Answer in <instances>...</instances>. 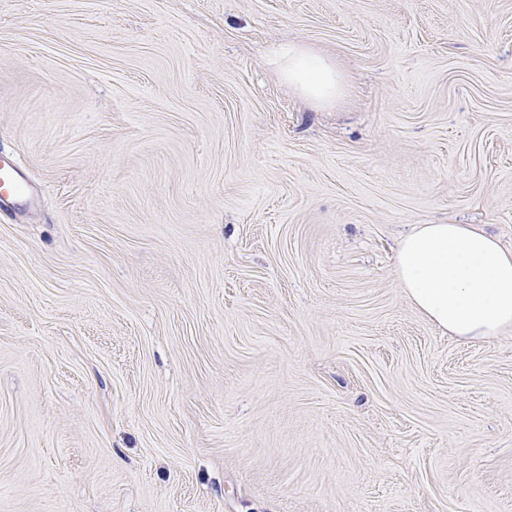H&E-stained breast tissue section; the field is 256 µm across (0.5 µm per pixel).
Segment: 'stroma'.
<instances>
[{
    "mask_svg": "<svg viewBox=\"0 0 512 512\" xmlns=\"http://www.w3.org/2000/svg\"><path fill=\"white\" fill-rule=\"evenodd\" d=\"M0 152V512H512V328L393 270L512 249V0H0ZM280 79L300 90L318 104L336 99L340 90V77L333 63L323 55L298 43L279 47L274 56ZM21 189V171L11 157H0V210H8ZM394 271L412 306L452 336L512 327V250L467 224H419L400 241Z\"/></svg>",
    "mask_w": 512,
    "mask_h": 512,
    "instance_id": "35a3bbf8",
    "label": "stroma"
}]
</instances>
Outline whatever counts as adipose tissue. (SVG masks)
<instances>
[{
  "label": "adipose tissue",
  "instance_id": "1",
  "mask_svg": "<svg viewBox=\"0 0 512 512\" xmlns=\"http://www.w3.org/2000/svg\"><path fill=\"white\" fill-rule=\"evenodd\" d=\"M274 62L307 99L335 100L340 77L323 55L288 43ZM394 271L412 306L450 335L488 339L512 327V250L469 225H418L400 241Z\"/></svg>",
  "mask_w": 512,
  "mask_h": 512
}]
</instances>
